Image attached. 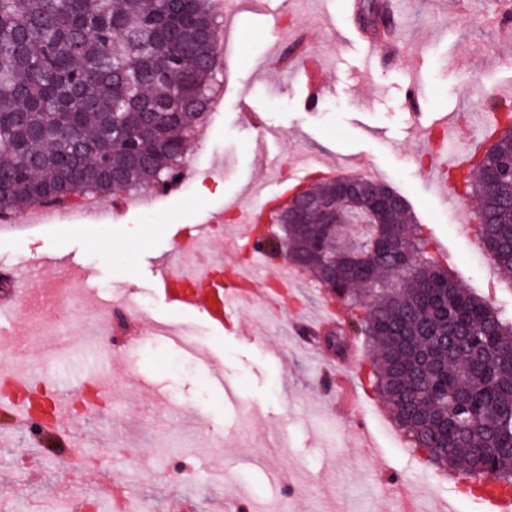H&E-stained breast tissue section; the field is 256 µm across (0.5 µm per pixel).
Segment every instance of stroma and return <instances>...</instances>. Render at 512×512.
Returning <instances> with one entry per match:
<instances>
[{
  "label": "stroma",
  "mask_w": 512,
  "mask_h": 512,
  "mask_svg": "<svg viewBox=\"0 0 512 512\" xmlns=\"http://www.w3.org/2000/svg\"><path fill=\"white\" fill-rule=\"evenodd\" d=\"M499 2L398 0V40L387 56L349 33L342 0H241L224 19L218 116L199 127L178 184L141 189L120 214L114 196L100 195L95 218L51 224L35 213L27 224L0 223V298L24 301L0 349H10L15 365L36 380L51 359L58 380L95 375L112 383L101 417L75 418L94 440L90 452L110 454L111 475L93 470L75 479L56 457L22 449L20 434H13L0 440V488L11 490L0 503L6 512H30L48 498L58 506L77 494L98 503L116 484L128 489L132 512H170L187 471L223 476L221 485L200 488L195 512H224L225 501L238 498L251 512H399L406 493L448 502L454 512H485L461 475L413 447L370 385H360L357 410L339 405L341 367L369 375L365 336L355 338L357 354L334 357L322 343L288 335L290 323L305 315L293 304L278 324L249 309L239 318L242 332H216L203 316L184 318L155 292L153 263L176 235L208 223L213 213L233 223L231 209L252 185L264 183L268 198L285 196L290 186L280 183L281 171L322 156L340 160L343 175L393 188L450 274L512 313V286L479 276L488 260L474 237L476 203L440 199L429 173L414 162L422 146L412 133L415 121L479 112L494 94L512 95V51L497 22ZM301 32L320 57L327 88L311 103L296 72L278 63ZM413 78L420 83L416 116L403 98ZM249 112L260 113L263 130L248 123ZM50 251L75 255L85 267L94 292L78 295L81 330L106 337L110 367L91 346L55 357L46 352L39 329L55 307L41 303V288L20 282L11 266ZM125 294L136 303L126 314L98 304ZM183 320L201 355L222 367L232 393L201 385L175 349L141 357L139 339L152 323Z\"/></svg>",
  "instance_id": "obj_1"
}]
</instances>
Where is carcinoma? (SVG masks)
I'll use <instances>...</instances> for the list:
<instances>
[{"label":"carcinoma","instance_id":"obj_1","mask_svg":"<svg viewBox=\"0 0 512 512\" xmlns=\"http://www.w3.org/2000/svg\"><path fill=\"white\" fill-rule=\"evenodd\" d=\"M213 0H0V213L38 195L132 193L177 179L219 72L205 30ZM512 159V113L493 134L463 193L478 201L480 247L512 284V179L486 174ZM369 200L394 199L386 237L348 253L343 229L305 207L268 244L334 286L368 337L371 387L398 426L439 464L512 492V317L441 266L388 186L351 180ZM336 195L328 180L304 199Z\"/></svg>","mask_w":512,"mask_h":512}]
</instances>
